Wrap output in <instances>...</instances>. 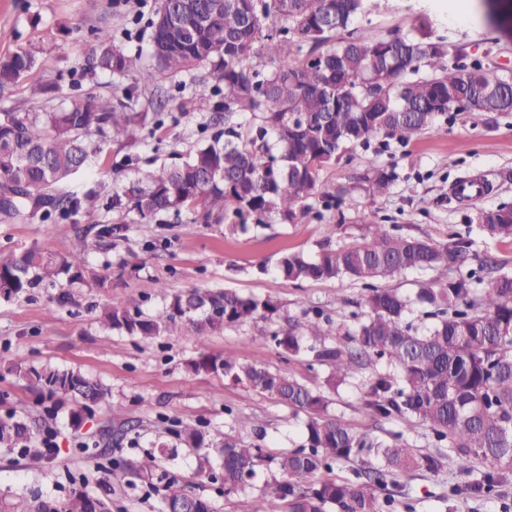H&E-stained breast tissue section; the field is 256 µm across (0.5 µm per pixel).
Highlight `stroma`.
I'll return each instance as SVG.
<instances>
[{"mask_svg":"<svg viewBox=\"0 0 512 512\" xmlns=\"http://www.w3.org/2000/svg\"><path fill=\"white\" fill-rule=\"evenodd\" d=\"M156 6V0H0V58L20 47L32 49L38 58L25 83L9 101L0 102V109L29 107L30 85L48 81L60 83L65 103L90 91L122 98L123 86L87 66L93 32L107 26L115 44L132 53L146 49ZM423 22L432 37L467 46L472 58L491 67L512 70V19L496 27L486 24L478 0H374L357 27L365 36L380 39L412 33ZM213 83L204 68L190 75L160 77L166 109L182 113L183 118L180 125L156 133L148 145L135 147L141 166L172 162L176 154L203 139L192 98L195 89ZM125 155L124 148L110 145L97 164L72 179L69 190L76 195L95 187L100 190L78 224L0 222V248L35 245L62 254L79 251L83 234H96L102 224L122 227L119 236L105 239L103 250L88 255V278L71 286V300L61 301L58 287L36 289L28 299L0 298V418L26 417L37 422L40 432L53 435V446L37 467L30 465L21 449L0 447V498L27 499L37 494L59 503L77 486L108 496L112 512H161L158 491L129 476L108 478L106 471L114 460L136 459L151 451L153 442L165 436L167 420L177 419L203 425L211 447L203 453L179 448L175 456L162 458V471L208 499L214 512H250L265 486L281 479L279 454L303 443L305 414L293 413L223 376L191 373L187 364L203 351L227 352L315 387L321 385L327 368L312 353L289 355L270 341L250 343V336L265 329L262 321L224 329L203 347L177 326L143 341L101 325L100 317L113 301L156 313L163 306L155 292L162 282L173 294L194 288L230 289L272 300L280 307L276 321L280 327L286 317L315 307L334 323H351L363 293L360 286L346 280L291 282L271 269L260 272L258 265L264 261L272 266L285 251L316 255L326 241L336 247L361 242L367 233L359 219L364 211L374 214L379 223L399 225L405 233L438 243L449 242L458 233L470 234L478 254L471 269H478L483 257L500 271H512V243L486 239L476 219L478 206L512 203V180L501 177L502 172L512 171V112H449L438 117L435 130L404 144L383 135L372 137L367 145L323 169L320 181L326 187L352 181L374 163L394 170L396 179L389 192L375 197L358 193L356 207L311 214L297 224L274 221L265 227L235 228L227 222H193L188 212L167 215L160 224L144 223L111 202L115 168ZM463 177L479 178L488 185L480 204L454 198L452 187ZM19 357L35 366L80 370L109 389L111 401L77 426L71 424L67 410L46 414L39 391L7 370L8 363ZM367 379L363 373L340 387L330 411L359 431L390 440L399 423L357 409ZM238 416L255 423L256 433L245 434L244 439L261 441L268 458L251 486L230 491L223 483L211 482L207 472H201L200 462L208 460L210 470H219L214 446L223 442ZM467 480L448 461L436 474L416 469L396 477L414 512H439L443 485H462Z\"/></svg>","mask_w":512,"mask_h":512,"instance_id":"stroma-1","label":"stroma"}]
</instances>
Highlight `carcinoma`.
Masks as SVG:
<instances>
[{
    "mask_svg": "<svg viewBox=\"0 0 512 512\" xmlns=\"http://www.w3.org/2000/svg\"><path fill=\"white\" fill-rule=\"evenodd\" d=\"M148 54H132L115 45L100 29L90 50L89 67L134 83L125 99L94 94L64 108L49 106L58 86L36 84L30 94L40 102L29 109L0 112V221L45 224L61 218L77 223L85 203L66 191L68 182L99 159L111 143L146 144L179 117L146 112L133 105L135 92L156 86L158 76L212 69L216 84L196 91L195 110L207 114L210 136L179 155V162L148 170L128 156L124 166L136 170L112 207L127 208L145 219L189 209L203 224L228 218L240 225L266 224L274 216L297 224L321 200L330 210L355 204L359 184L385 195L394 171L370 166L357 181L323 187L320 171L356 146L383 134L408 143L435 128L439 115L466 102L475 113L512 112V76L494 75L465 48L416 35L372 40L355 27L370 0H157ZM280 23L273 30L270 23ZM348 37L338 41L336 33ZM273 67L263 74L250 65L256 53ZM292 56L299 61L290 64ZM36 54L19 48L0 59V101L36 67ZM477 221L490 239L512 242V209L482 208ZM120 230L106 225L92 239L82 238L77 253L54 254L37 247L0 249V296L19 297L34 288L85 280L86 255L102 248L103 239ZM463 237L435 243L374 225L361 244L320 245L318 254L284 253L277 273L294 282L347 279L365 290L364 319L342 330L319 311L287 319L288 328L250 337L261 344L272 338L284 352L304 350L329 368L324 384L311 388L295 377L243 363L229 353L203 352L188 363L195 373L222 375L307 416L305 443L283 453V479L255 500L252 512H395L398 484L384 495L387 478L399 471L424 468L437 473L442 461L455 462L481 478L470 485L476 495L499 492L512 481V273L497 275L480 288L476 273L423 288L418 300L435 321L424 331L406 321L409 301L379 282L411 271L460 269L477 258ZM164 307L153 315L131 313L117 301L102 325L142 340L153 339L180 324L204 346L226 327L260 319L274 320L270 300L226 289L170 294L156 288ZM336 338V345L326 341ZM372 369L358 410L396 421L403 430L386 442L362 433L328 411V393L361 371ZM8 372L29 379L47 398L70 403L71 418L107 400L108 389L73 369L36 367L18 358ZM421 423L432 434L435 453L419 456L404 432ZM169 433L189 448L205 447L199 426L171 422ZM0 446L22 448L33 465L45 458L37 446L33 423L12 416L0 419ZM224 485L235 488L254 479L265 459L259 443L245 444L226 434L220 444ZM358 458L361 466L344 481L325 479L332 465ZM157 457L118 462L115 469L153 484ZM161 503L192 498L185 486L169 480ZM109 505L74 490L59 505L45 503L33 511L28 503L0 501V512H94Z\"/></svg>",
    "mask_w": 512,
    "mask_h": 512,
    "instance_id": "cac0c4a2",
    "label": "carcinoma"
}]
</instances>
